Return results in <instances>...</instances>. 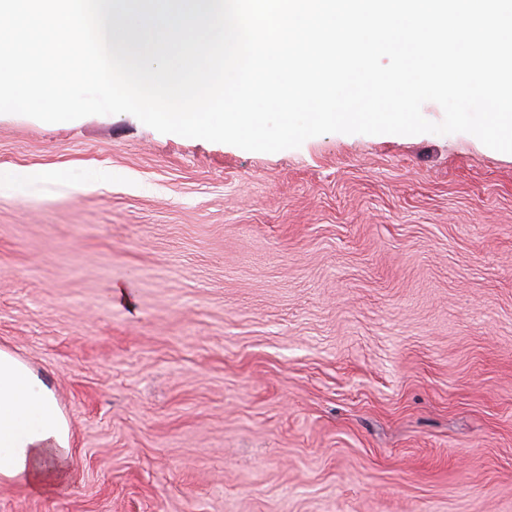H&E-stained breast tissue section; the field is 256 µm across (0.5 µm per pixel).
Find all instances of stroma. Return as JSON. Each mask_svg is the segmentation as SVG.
Returning a JSON list of instances; mask_svg holds the SVG:
<instances>
[{"label":"stroma","mask_w":512,"mask_h":512,"mask_svg":"<svg viewBox=\"0 0 512 512\" xmlns=\"http://www.w3.org/2000/svg\"><path fill=\"white\" fill-rule=\"evenodd\" d=\"M0 165L42 173L0 185V349L77 473L0 512H512V154L0 113Z\"/></svg>","instance_id":"1"}]
</instances>
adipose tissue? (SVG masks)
Returning a JSON list of instances; mask_svg holds the SVG:
<instances>
[{
    "label": "adipose tissue",
    "mask_w": 512,
    "mask_h": 512,
    "mask_svg": "<svg viewBox=\"0 0 512 512\" xmlns=\"http://www.w3.org/2000/svg\"><path fill=\"white\" fill-rule=\"evenodd\" d=\"M69 422L54 392L0 349V484L40 497L76 478Z\"/></svg>",
    "instance_id": "ef3b65f1"
}]
</instances>
